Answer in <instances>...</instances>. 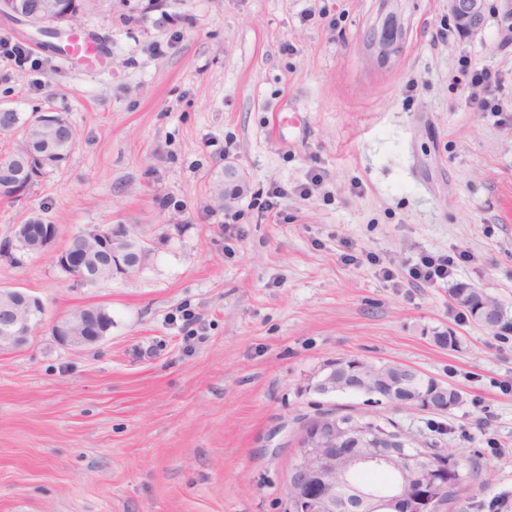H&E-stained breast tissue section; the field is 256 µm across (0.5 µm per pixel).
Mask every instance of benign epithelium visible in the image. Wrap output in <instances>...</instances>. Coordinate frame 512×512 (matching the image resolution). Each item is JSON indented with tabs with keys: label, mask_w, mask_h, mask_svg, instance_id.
Wrapping results in <instances>:
<instances>
[{
	"label": "benign epithelium",
	"mask_w": 512,
	"mask_h": 512,
	"mask_svg": "<svg viewBox=\"0 0 512 512\" xmlns=\"http://www.w3.org/2000/svg\"><path fill=\"white\" fill-rule=\"evenodd\" d=\"M448 11L454 26L464 37L482 32L486 20V0H448ZM75 10L64 0H0V18L24 25L34 32L51 31L56 35L68 34L76 28ZM374 38L370 49L380 60L399 54L404 23L400 14L392 10L382 21L371 28ZM66 126L61 116L54 112L40 115L38 126L30 137L38 138L48 128ZM64 154L45 146L37 156V167L28 170L23 180H13L4 185L10 197L20 199L30 183L38 178V171L48 166H58ZM98 238L96 250L110 255L118 272L127 271L132 264L117 246L124 236L119 230L103 231L92 226ZM36 224H17L14 235L18 238L39 237L42 250L55 246V236H38ZM33 295L10 309L11 318L0 334V351L17 350L25 346L33 335L30 325ZM93 311L87 307L76 310L54 325V334L60 344L70 347H88L98 344L106 332L92 322ZM420 372L398 363L368 364L360 362L352 367L337 363L321 370L309 390L326 395L332 393L363 394L367 396L397 397L400 403L422 411L438 412L448 402V386L433 382L428 395H418L414 383ZM383 467L390 470L394 482L383 496H373L367 491L357 492L356 512H391L403 504L404 512H447L448 505L440 502L441 488L431 476L428 459L414 453L409 440L401 433L386 430L378 435L363 426L344 422L340 415L330 412L311 422L300 434L295 448V463L288 473V489L297 512H336V499L350 493V476L359 469Z\"/></svg>",
	"instance_id": "7a95c632"
}]
</instances>
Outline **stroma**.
Returning a JSON list of instances; mask_svg holds the SVG:
<instances>
[{"instance_id": "obj_1", "label": "stroma", "mask_w": 512, "mask_h": 512, "mask_svg": "<svg viewBox=\"0 0 512 512\" xmlns=\"http://www.w3.org/2000/svg\"><path fill=\"white\" fill-rule=\"evenodd\" d=\"M486 4L465 38L448 0H401L388 61L364 41L386 0H97L76 30L92 66L0 24L33 59L0 54V103L77 133L62 169L0 201V242L38 214L57 248L109 224L148 251L84 287L54 250L0 260V287L44 305L29 344L0 352V512H288L296 440L326 409L459 452L450 512H512V330L449 294L469 283L512 321V34ZM481 70L493 84H471ZM229 166L243 192L217 207ZM425 256L457 258L451 279L416 280ZM88 305L111 332L62 346L54 322ZM343 358L414 367L463 401L308 390Z\"/></svg>"}]
</instances>
